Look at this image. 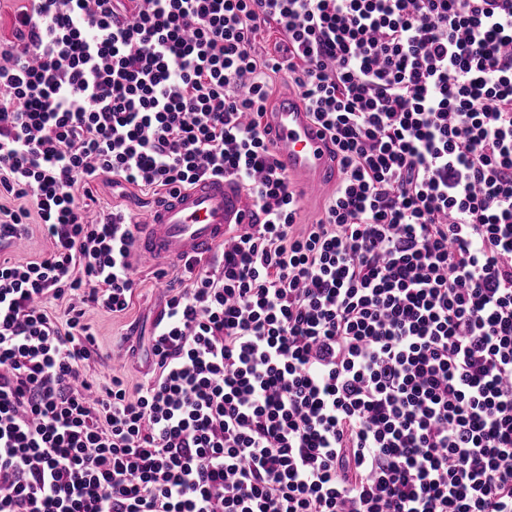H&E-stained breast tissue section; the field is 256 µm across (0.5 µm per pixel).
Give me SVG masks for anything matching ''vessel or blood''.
Here are the masks:
<instances>
[{"mask_svg":"<svg viewBox=\"0 0 512 512\" xmlns=\"http://www.w3.org/2000/svg\"><path fill=\"white\" fill-rule=\"evenodd\" d=\"M265 125L276 161L302 196L318 195L335 180V147L293 95L279 99ZM247 210L244 192L230 181L205 180L161 198L139 224L137 258L156 266L208 252L223 243L229 225L246 223Z\"/></svg>","mask_w":512,"mask_h":512,"instance_id":"vessel-or-blood-1","label":"vessel or blood"}]
</instances>
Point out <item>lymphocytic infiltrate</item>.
Wrapping results in <instances>:
<instances>
[{"mask_svg": "<svg viewBox=\"0 0 512 512\" xmlns=\"http://www.w3.org/2000/svg\"><path fill=\"white\" fill-rule=\"evenodd\" d=\"M14 28L0 244L33 218L51 248L0 258V512H512V0H27ZM281 72L336 148L312 224L265 137ZM211 177L249 228L183 261L136 391L88 381L87 310L137 289L95 188Z\"/></svg>", "mask_w": 512, "mask_h": 512, "instance_id": "lymphocytic-infiltrate-1", "label": "lymphocytic infiltrate"}]
</instances>
